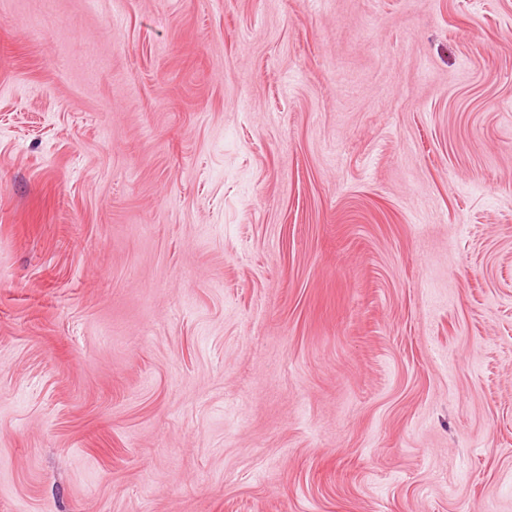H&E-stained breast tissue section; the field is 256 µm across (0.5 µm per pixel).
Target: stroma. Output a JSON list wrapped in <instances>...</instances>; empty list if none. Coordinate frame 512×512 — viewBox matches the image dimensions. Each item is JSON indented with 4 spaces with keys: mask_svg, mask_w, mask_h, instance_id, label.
Segmentation results:
<instances>
[{
    "mask_svg": "<svg viewBox=\"0 0 512 512\" xmlns=\"http://www.w3.org/2000/svg\"><path fill=\"white\" fill-rule=\"evenodd\" d=\"M0 512H512V0H0Z\"/></svg>",
    "mask_w": 512,
    "mask_h": 512,
    "instance_id": "1",
    "label": "stroma"
}]
</instances>
